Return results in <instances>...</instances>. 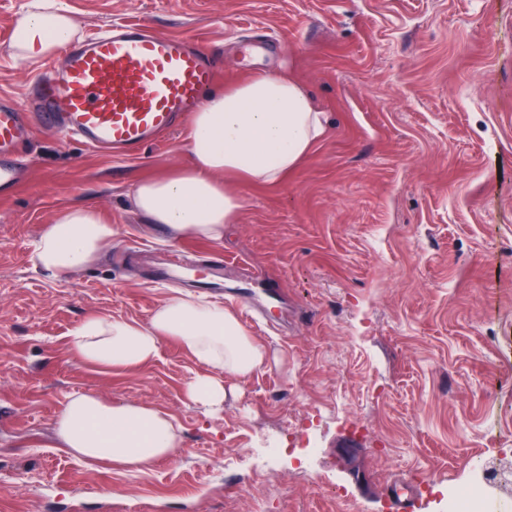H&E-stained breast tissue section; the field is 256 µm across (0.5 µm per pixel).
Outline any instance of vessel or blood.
<instances>
[{
    "instance_id": "obj_1",
    "label": "vessel or blood",
    "mask_w": 512,
    "mask_h": 512,
    "mask_svg": "<svg viewBox=\"0 0 512 512\" xmlns=\"http://www.w3.org/2000/svg\"><path fill=\"white\" fill-rule=\"evenodd\" d=\"M216 73L213 58L191 38L141 24L116 23L63 45L34 87L36 111L0 97V194L19 184V149L33 123L134 157L202 105Z\"/></svg>"
}]
</instances>
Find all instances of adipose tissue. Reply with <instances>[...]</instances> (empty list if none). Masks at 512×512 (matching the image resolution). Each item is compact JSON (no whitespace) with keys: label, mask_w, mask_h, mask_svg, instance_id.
I'll return each instance as SVG.
<instances>
[{"label":"adipose tissue","mask_w":512,"mask_h":512,"mask_svg":"<svg viewBox=\"0 0 512 512\" xmlns=\"http://www.w3.org/2000/svg\"><path fill=\"white\" fill-rule=\"evenodd\" d=\"M78 26L58 0H36L16 23L12 49L23 61L52 55ZM325 113L292 74L275 72L209 93L188 126L191 159L173 172L136 182L133 205L170 240L220 243L241 208L229 182L274 186L326 136ZM97 209L71 205L38 233L36 269L67 276L94 264L116 234ZM199 364L183 387L205 413L223 410L235 384L268 365L269 351L223 303L190 294L166 297L148 322L90 314L68 336L72 355L105 370H136L158 358L165 342ZM56 445L72 455L128 470L172 457L181 446L176 418L147 403L115 404L88 392L69 394L56 417Z\"/></svg>","instance_id":"adipose-tissue-1"}]
</instances>
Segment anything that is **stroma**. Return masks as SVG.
<instances>
[{"mask_svg": "<svg viewBox=\"0 0 512 512\" xmlns=\"http://www.w3.org/2000/svg\"><path fill=\"white\" fill-rule=\"evenodd\" d=\"M29 0H0V94L25 100L47 60L11 48ZM88 37L114 21L198 38L215 88L290 68L328 133L279 185L238 183L208 297L272 283L277 322L250 335L269 367L222 412L187 405L197 365L175 343L129 373L68 351L91 313L147 322L174 244L132 207L133 184L186 165V128L134 158L35 127L28 174L0 198V512H448L482 471H512V0H63ZM117 227L93 266L37 271L32 243L60 209ZM92 392L173 414L182 446L140 472L55 448L65 398ZM282 453L268 463L262 440Z\"/></svg>", "mask_w": 512, "mask_h": 512, "instance_id": "stroma-1", "label": "stroma"}]
</instances>
